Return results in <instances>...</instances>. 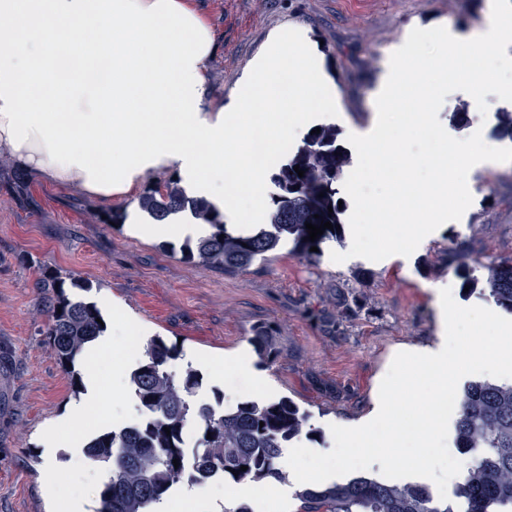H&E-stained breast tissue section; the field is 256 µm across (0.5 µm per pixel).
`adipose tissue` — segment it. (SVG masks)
Here are the masks:
<instances>
[{
	"label": "adipose tissue",
	"mask_w": 512,
	"mask_h": 512,
	"mask_svg": "<svg viewBox=\"0 0 512 512\" xmlns=\"http://www.w3.org/2000/svg\"><path fill=\"white\" fill-rule=\"evenodd\" d=\"M7 129L8 120L0 113V153L9 155L19 168L31 173L38 180L68 187L95 199L100 204L108 206L114 201L132 198L145 177L146 173L141 171L132 174L130 187L120 191L106 193L92 189L87 184L85 171L75 166L64 168L50 161L39 133H30L26 142L16 148L9 141ZM433 295L439 327L438 340L433 345L411 350L410 356L419 370L416 380L400 387L395 383L385 382L371 414L363 422L345 427L343 430L346 450L367 449L373 463L385 464L395 448L400 447L403 442L404 428L397 419L396 409L389 399L395 389H402L408 401L412 403L423 396L436 401L448 394V378L456 371L455 359L448 351V326L455 320L457 311L449 305L446 289H434ZM106 312L111 319V326L90 344L86 354L91 358L111 357L112 377L119 381L124 376L128 360L116 345L117 330H124L133 336H142L149 333L150 327L131 315L120 304H112L107 307ZM484 312L487 319L496 324L498 335L481 352L480 357L503 368H512V320L506 319L503 313L492 305L485 306ZM188 359L205 370L217 383L223 382L224 373L228 370L243 375L250 383L248 396H262L268 386L267 377L257 372L251 361L240 351L221 356L195 351L189 353Z\"/></svg>",
	"instance_id": "adipose-tissue-1"
}]
</instances>
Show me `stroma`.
Listing matches in <instances>:
<instances>
[{
	"mask_svg": "<svg viewBox=\"0 0 512 512\" xmlns=\"http://www.w3.org/2000/svg\"><path fill=\"white\" fill-rule=\"evenodd\" d=\"M195 6L216 34L206 73L212 99L232 103L269 34L297 24L319 42L344 116L364 129L384 63L410 31L467 32L482 21L487 0H195ZM486 101L482 114L469 94L453 92L438 118L453 137L479 131L489 143L512 144V126L503 120L512 102L494 94ZM459 112L467 113V124L455 122ZM14 170L0 154V512H47L42 482L51 468L62 491L101 488L96 464L42 444L46 429L66 417L75 399L44 334L48 314L35 288L44 268L75 281L73 299L96 303L110 295L154 334L179 344L181 357L168 365L175 376L191 366L187 351H244L269 378L270 399L288 397L306 413L299 440L313 452L297 465L311 475L320 459L336 460L340 426L372 410L379 378L407 369L403 350L434 341L432 287L447 286L449 300L463 311L448 331L459 371L449 389L508 380L472 363L495 336L479 314L489 297L462 292L445 251L461 246L479 277L485 265L512 261V162L476 172L475 195L462 218L442 225L405 260L336 263L331 252H345L347 244L327 240L312 258L283 248L236 273L182 259L186 238L173 225H159L149 238L134 236L125 224L103 223L97 202L62 187L28 181L31 199L19 202ZM354 294L365 300L360 316L341 322L336 335L325 334L321 317L339 316L344 298ZM259 326L268 327L275 343L268 359L250 342Z\"/></svg>",
	"mask_w": 512,
	"mask_h": 512,
	"instance_id": "obj_1",
	"label": "stroma"
}]
</instances>
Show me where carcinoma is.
<instances>
[{"mask_svg":"<svg viewBox=\"0 0 512 512\" xmlns=\"http://www.w3.org/2000/svg\"><path fill=\"white\" fill-rule=\"evenodd\" d=\"M347 164L348 152L336 144V127L323 125L320 133L307 134L304 145L272 174L276 192L264 223L249 234L228 231L216 208L188 195L181 179L172 176L149 185L138 197V208L158 223L187 212L213 228L209 236L182 250L187 261L197 258L226 272L243 271L266 261L286 241L293 243L292 253L311 257V247L337 237L344 209L338 206L336 182ZM296 165L304 176L295 172ZM327 221L333 229L313 242L307 240L306 224ZM453 270L461 285L476 289L478 279L465 262L458 259ZM35 287L48 313V344L73 373L77 357L104 331V324L97 322L101 314L90 302L72 300L65 280L55 272H41ZM482 291L512 312V264L490 265ZM251 343L262 357L274 353L272 336L262 326L254 330ZM177 356L176 347L163 337L150 338L129 375L142 417L86 444V456L107 470L98 512H149L185 478L197 485L215 477L257 486L285 480L279 467L282 450L302 433L307 415L287 397L243 401L221 413L213 404L195 399L201 385L195 371L177 379L167 370ZM458 398L455 445L468 450L472 466L455 486L453 498L437 499L420 484L397 486L357 476L297 490V512H512V383L473 381ZM192 423L201 437L188 452L184 435ZM243 465L247 470H240Z\"/></svg>","mask_w":512,"mask_h":512,"instance_id":"obj_1","label":"carcinoma"}]
</instances>
